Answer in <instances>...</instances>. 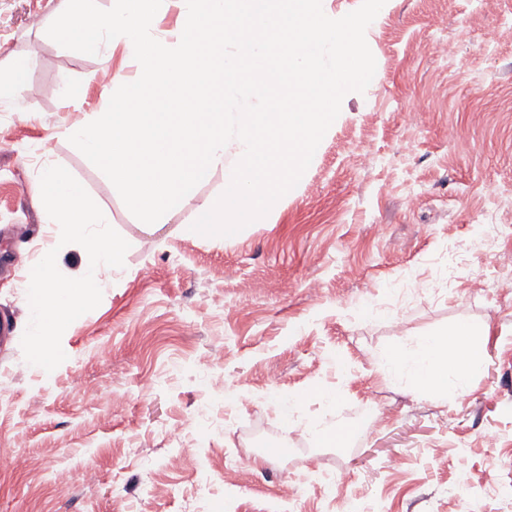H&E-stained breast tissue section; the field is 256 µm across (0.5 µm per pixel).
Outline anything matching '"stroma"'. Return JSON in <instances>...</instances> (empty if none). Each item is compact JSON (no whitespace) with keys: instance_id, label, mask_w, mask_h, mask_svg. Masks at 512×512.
<instances>
[{"instance_id":"obj_1","label":"stroma","mask_w":512,"mask_h":512,"mask_svg":"<svg viewBox=\"0 0 512 512\" xmlns=\"http://www.w3.org/2000/svg\"><path fill=\"white\" fill-rule=\"evenodd\" d=\"M60 6L0 0V76L27 69L0 106V445L27 463L0 471V512H512V0H386L366 30L372 81L296 187L229 237L182 231L223 169L151 234L69 142L138 70L49 38ZM52 165L129 249L46 376L21 339L23 282L60 237L40 202ZM460 324L484 363L465 397L386 379L385 351ZM315 422L359 424L355 451L311 440ZM183 453L204 472L181 471Z\"/></svg>"}]
</instances>
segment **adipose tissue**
I'll return each instance as SVG.
<instances>
[{
    "mask_svg": "<svg viewBox=\"0 0 512 512\" xmlns=\"http://www.w3.org/2000/svg\"><path fill=\"white\" fill-rule=\"evenodd\" d=\"M472 327H454L446 333L422 338L414 347H396L383 358L390 379L407 380L414 390L466 394L483 367L472 344Z\"/></svg>",
    "mask_w": 512,
    "mask_h": 512,
    "instance_id": "ef3b65f1",
    "label": "adipose tissue"
}]
</instances>
